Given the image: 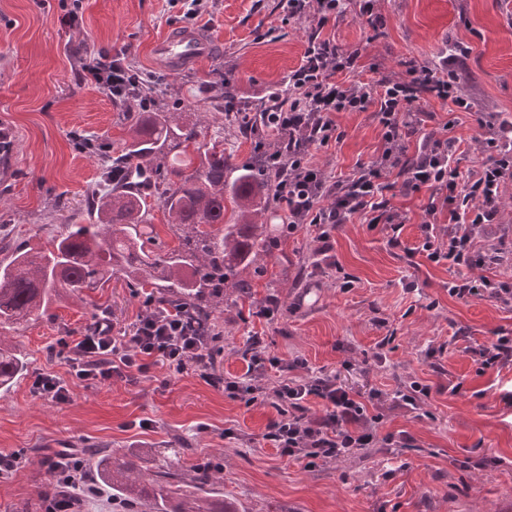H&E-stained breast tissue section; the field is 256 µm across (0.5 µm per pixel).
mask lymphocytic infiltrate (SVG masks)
<instances>
[{"label": "lymphocytic infiltrate", "instance_id": "lymphocytic-infiltrate-1", "mask_svg": "<svg viewBox=\"0 0 512 512\" xmlns=\"http://www.w3.org/2000/svg\"><path fill=\"white\" fill-rule=\"evenodd\" d=\"M348 2L278 0L283 20L311 17L316 24L287 90L270 94L263 111L242 123L245 137L253 141L257 164L275 179V220L290 233L312 227L315 254L321 265L332 268L335 235L343 225L360 219L387 233L389 246L400 247L407 215L394 200L426 193L417 253L428 262L456 269L448 284L450 296L511 306L512 279L489 278L482 271L503 261L485 240L503 227L501 193L504 185L512 184V121L497 120L491 112L476 114L484 132V157L477 170L461 176L456 139L449 137L447 126L436 125L435 113L421 104L434 99L464 112L472 110L460 91L469 47L455 43L438 66L407 56L400 61L398 76L352 81L359 49L339 45L326 30L331 21L345 16ZM367 110L374 111L380 127L376 155L348 177L329 175L313 157L316 149L335 141L336 114ZM223 352L220 334L183 318L180 310L161 307L148 295L126 329L116 328L111 312L104 310L80 333L58 337L47 357L66 367L67 378L51 370L39 372L30 392L64 404L70 400V378L97 385L116 378H150L159 368L172 375L191 371L240 406L273 408L276 416L264 440L281 457L310 471L377 444L408 447L412 438L406 432L379 435L384 413L394 408L420 411L430 397V385L417 381L392 393L356 389L338 375L313 373L304 359L272 353L258 335L247 339L243 377L218 370ZM315 404L322 406V413H312ZM40 465L53 480L41 493L44 512H76V497L98 496V488L82 482L87 474L82 449H54L41 457Z\"/></svg>", "mask_w": 512, "mask_h": 512}]
</instances>
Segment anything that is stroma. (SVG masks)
<instances>
[{"instance_id":"1","label":"stroma","mask_w":512,"mask_h":512,"mask_svg":"<svg viewBox=\"0 0 512 512\" xmlns=\"http://www.w3.org/2000/svg\"><path fill=\"white\" fill-rule=\"evenodd\" d=\"M381 5L388 25L378 39L352 14L328 26L340 45L360 47L358 79L368 78L371 64L393 75L405 56L433 62L446 43L471 46L462 92L473 113L430 104L439 121L450 122V135L468 146L459 170L470 175L481 156L474 112L512 121V0ZM78 17L70 24L59 0H0V131L14 141L0 174V245L7 248H46L54 221L86 207L98 177V157L81 150L80 141L125 135L111 95L84 79L77 57L84 46L166 84L187 122L205 128L225 121L220 93L209 87L213 73L234 70L238 100L258 103L299 64L311 26L307 20L282 23L277 0H207L206 12L195 19L170 0H79ZM178 27L210 34L219 52L180 73L156 64L153 42ZM336 124L338 140L315 151L314 159L343 177L376 155L378 123L366 111L338 113ZM395 203L410 217L402 248H389L385 234L356 220L336 235L335 268L318 270L313 230L300 228L270 244L246 271L258 298H279L281 321H246L234 307L216 321L228 376L245 374L241 351L248 336L259 333L275 354L305 358L312 371L340 373L359 387L391 392L414 380L431 385L423 416L396 410L380 426L384 434H410L411 447L369 448L306 470L263 441L272 408H241L191 372L170 377L161 370L133 384L74 381L65 404L33 397V376L46 368L47 348L57 336L83 329L103 310L122 328L135 320L140 297L115 278L87 294L59 290L44 314L6 334L28 369L0 389V452L26 456L11 476L0 478V512H41L39 495L50 477L39 459L65 443L128 455L145 475L176 454L187 466L217 458L224 466L218 486L238 512H505L512 503V370L478 372L463 347L489 342L498 331L511 333L512 308L449 296L452 271L406 252L420 235L423 197ZM346 275L356 281L348 291L340 288ZM461 329L468 341L455 339ZM388 335L392 343L378 349ZM439 344L446 350L435 362L426 352ZM139 419L152 420V428H136ZM228 427L237 428L239 438H225Z\"/></svg>"}]
</instances>
